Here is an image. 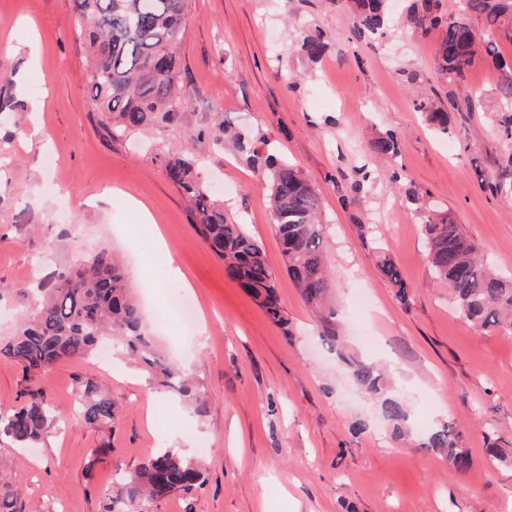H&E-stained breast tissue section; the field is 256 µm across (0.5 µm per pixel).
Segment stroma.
<instances>
[{
  "mask_svg": "<svg viewBox=\"0 0 512 512\" xmlns=\"http://www.w3.org/2000/svg\"><path fill=\"white\" fill-rule=\"evenodd\" d=\"M412 0H389L388 26L360 35L345 0H191L177 49L193 94L184 119L129 140L99 127L75 34L73 0H0V333L56 267L107 246L123 260L156 349L209 397L196 415L139 364L113 352L64 361L34 380L55 410L36 448L0 441L14 457L5 482L23 512H101L118 475L156 450L202 456L207 482L156 512H512V468L491 461L487 432L512 450V334L473 329L431 283L421 226L428 216L462 225L498 271L512 273V197L489 189L507 147L496 124L502 72L491 61L464 81L434 62L441 31L407 27ZM329 43L308 61L301 34ZM474 96L436 134L414 103ZM261 130L271 150L320 189L331 295L348 352L386 366L410 409L411 442L390 438L374 402L317 336L291 284L272 228L267 190L246 153L190 142L214 116ZM392 132L396 159L370 160L369 139ZM190 144L230 217L262 242L293 337L272 322L191 226L187 204L159 157ZM150 209L159 234H143L132 207ZM395 263L412 290L401 305L378 269ZM187 276L202 319L183 335L170 312V266ZM102 384L118 413L111 428L78 421L76 379ZM365 420L356 434L351 425ZM440 422L463 436L471 464L459 470L422 439Z\"/></svg>",
  "mask_w": 512,
  "mask_h": 512,
  "instance_id": "stroma-1",
  "label": "stroma"
}]
</instances>
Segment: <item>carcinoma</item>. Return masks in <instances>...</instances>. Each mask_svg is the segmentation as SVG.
<instances>
[{
    "instance_id": "carcinoma-1",
    "label": "carcinoma",
    "mask_w": 512,
    "mask_h": 512,
    "mask_svg": "<svg viewBox=\"0 0 512 512\" xmlns=\"http://www.w3.org/2000/svg\"><path fill=\"white\" fill-rule=\"evenodd\" d=\"M385 0H353L356 26L374 33L385 25ZM78 40L90 56L88 84L99 124L111 139L141 131L164 130L182 118L190 87L182 81L176 56L189 23V0H74ZM461 14L443 9L441 0H420L408 22L421 30H439L435 48L438 69L448 79L464 77L476 59L500 57L497 32L512 40V0H460ZM327 43L318 32L302 37L301 50L310 61L321 58ZM503 111L500 135L512 143V67L499 90ZM416 110L440 132L448 133V114L429 100ZM215 145L234 139L241 152L252 153L269 192L272 227L278 238L288 277L304 305L315 313L324 344L345 357L336 327V307L330 301L331 270L326 264L327 238L317 186L297 167L254 144L264 142L258 130L234 132L214 120L197 132ZM377 158L399 152L398 137L386 133L369 142ZM161 166L169 182L188 203L191 225L211 253L224 263L226 276L260 302L270 319L284 323L276 276L263 246L243 225L224 211V203L209 190L193 153L180 146L164 154ZM422 233L428 246L433 280L448 289L459 314L475 329L512 332V278L502 277L478 255L461 225L427 218ZM381 274L396 288V298L408 305L410 289L399 268L380 260ZM107 336L114 337L132 360L163 378L164 387L188 401L197 415L208 399L188 379L155 352L143 330V319L124 271L107 247L81 262L55 268L45 279L10 335L0 337V359L22 366L26 378H38L64 360L90 356ZM350 376L377 402L391 438L409 433L407 404L374 364L347 358ZM24 401L0 412V439L19 448H35L53 427L54 416L43 391L27 389ZM76 404L83 424H112L117 407L100 384L79 379ZM443 455L458 470L470 465L462 434L452 425L437 424L419 444ZM207 481L202 461L182 448H161L133 472L117 479L116 492L104 495L102 512H155L157 502L174 494H190ZM19 494L0 480V512H19Z\"/></svg>"
}]
</instances>
